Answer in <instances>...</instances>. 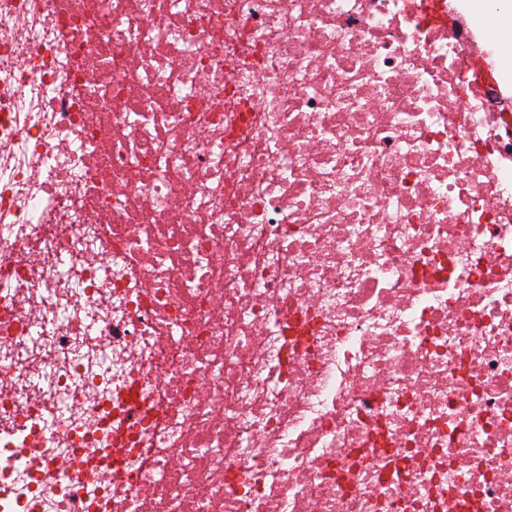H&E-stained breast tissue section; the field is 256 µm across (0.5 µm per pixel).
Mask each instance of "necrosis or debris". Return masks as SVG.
Returning <instances> with one entry per match:
<instances>
[{"mask_svg": "<svg viewBox=\"0 0 512 512\" xmlns=\"http://www.w3.org/2000/svg\"><path fill=\"white\" fill-rule=\"evenodd\" d=\"M469 35L0 0V512H512V113Z\"/></svg>", "mask_w": 512, "mask_h": 512, "instance_id": "4bbe7bcc", "label": "necrosis or debris"}]
</instances>
